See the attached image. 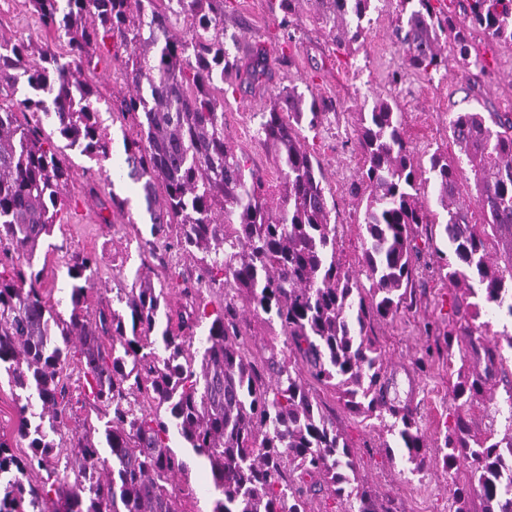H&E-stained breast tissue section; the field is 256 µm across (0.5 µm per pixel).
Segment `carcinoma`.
Returning <instances> with one entry per match:
<instances>
[{
    "label": "carcinoma",
    "instance_id": "obj_1",
    "mask_svg": "<svg viewBox=\"0 0 512 512\" xmlns=\"http://www.w3.org/2000/svg\"><path fill=\"white\" fill-rule=\"evenodd\" d=\"M327 36L359 42L371 0H310ZM393 36L410 70L430 76L448 69L442 44H453L461 70L484 67L467 32L480 29L512 44V0H459L462 19L440 16L432 0H391ZM42 27L66 39L69 60L46 49L35 55L0 33V369L31 400L17 406V436L31 454L19 457L0 439V512H184L195 490L176 483L188 471L171 448L175 431L204 459L224 498L211 512H318L319 497L356 512H397L358 476L356 453L313 395V386L341 394L356 415L388 428L414 468L430 448L418 407L389 396L385 352L373 321H392L416 304L422 249L450 257L435 269L457 290L448 324L427 322L443 337L453 424L434 456L451 478L453 512H512V379L503 369L501 340L512 336L477 322L482 310L512 317V115L458 112L455 143L473 172V204L456 196L457 172L434 153L413 160L399 113L379 99L361 118L355 150L363 165L351 193L366 201L359 270L337 250L335 202L321 164L301 130H317L329 112L296 88L262 113L258 141L271 145L285 187L268 204L263 177L224 132V95L235 90L239 65L224 50V0H28ZM126 48L127 91L108 108L136 124L124 136L127 177L140 191L152 239L144 253L191 257L194 280H183L189 307L172 316L164 289L138 272L95 312L85 306L97 259L86 253L68 266L69 318L44 294L45 268L34 257L53 234L72 196L64 150L109 157L101 127L102 99L84 78L94 53L109 40ZM66 141L56 145L43 119ZM437 192L441 212L421 200ZM482 222H473L474 212ZM220 290L213 311L204 289ZM277 323L281 353L256 358L238 303ZM210 320L202 352L196 330ZM111 340L105 345V340ZM483 371L466 370L470 359ZM84 370L83 404L98 425L75 427L67 367ZM503 386L509 406L498 427V404L486 394ZM71 432L59 462L56 437ZM469 477L458 482L456 474ZM45 472L37 483L27 476Z\"/></svg>",
    "mask_w": 512,
    "mask_h": 512
}]
</instances>
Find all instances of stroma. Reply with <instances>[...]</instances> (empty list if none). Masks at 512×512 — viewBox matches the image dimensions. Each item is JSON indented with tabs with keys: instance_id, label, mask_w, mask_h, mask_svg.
Wrapping results in <instances>:
<instances>
[{
	"instance_id": "1",
	"label": "stroma",
	"mask_w": 512,
	"mask_h": 512,
	"mask_svg": "<svg viewBox=\"0 0 512 512\" xmlns=\"http://www.w3.org/2000/svg\"><path fill=\"white\" fill-rule=\"evenodd\" d=\"M279 0H227L224 9V46L247 66L257 51H265L272 70V81L265 88H242L224 98V126L237 153L248 157L251 167L265 176L271 205H279L284 193L280 172L272 150L255 138L262 112L268 111L280 90L294 87L325 100L332 112L317 132H306L305 142L321 160L325 181L336 203V221L344 231L338 239L343 263L358 267L363 247L360 229L362 203L348 192L350 183L360 176L361 162L353 152L361 115L370 111L377 99L394 102L400 113L405 137L417 163L427 164L436 152L447 155L457 169V196L470 202L474 193L473 175L466 157L455 145L449 122L457 112L512 113V45L498 42L481 31H473L472 42L486 67L462 72L456 60L448 70L434 76L411 72L400 84H392V71L405 69L406 57L392 36V7L389 0H373L364 19L366 38L353 50L337 48L316 21L312 7L302 0L291 16L288 28H280ZM47 46L65 55L63 41L42 29L27 0H0V32ZM293 33L286 41L285 33ZM101 119L112 138L109 160L96 162L68 152L74 195L78 207L62 211L52 236L41 243L36 259L45 266L44 288L61 315H69L67 266L75 256L92 252L98 259V287L89 292L87 305L96 308L104 290L131 284L141 265L142 246L150 236V226L142 213L136 191L128 178L114 181L112 191L96 187L99 170H111L115 160L123 159V132L129 120L112 113ZM130 201L125 212H115L110 223L99 217L100 201L109 193ZM426 268L418 274V303L403 310L394 321L377 322L373 331L381 342L401 397L412 398L419 408V421L429 444L442 443L451 406L448 395V358H435L427 371H416L413 360L429 339L422 334L425 321L447 319L448 299L452 294L447 281L433 270L440 258L425 253ZM323 410L338 431L361 454L359 473L380 496L394 500L398 512H448V476L441 466L432 464L415 472L400 451L386 452L392 442L378 420H364L350 414L333 390L315 392ZM187 482L195 498L183 502L184 512H210L219 498L208 467L188 458Z\"/></svg>"
}]
</instances>
